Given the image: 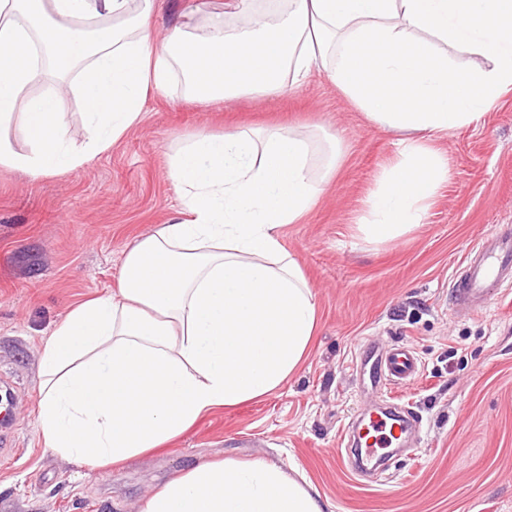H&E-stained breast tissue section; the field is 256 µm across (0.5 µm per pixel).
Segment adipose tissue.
I'll return each instance as SVG.
<instances>
[{
    "instance_id": "obj_1",
    "label": "adipose tissue",
    "mask_w": 512,
    "mask_h": 512,
    "mask_svg": "<svg viewBox=\"0 0 512 512\" xmlns=\"http://www.w3.org/2000/svg\"><path fill=\"white\" fill-rule=\"evenodd\" d=\"M154 13L155 0H0V169H82L177 75L185 101L209 104L277 95L318 69L398 137L357 226L381 244L418 228L447 180L435 138L479 125L512 91V0H225L200 28L160 40ZM452 48L474 62L455 67ZM71 91L86 121L80 144L60 107ZM338 155L335 139L283 126L201 132L172 151L178 218L135 242L115 287L75 306L43 346L45 450L89 468L121 464L287 384L309 354L319 304L279 231L310 210ZM325 508L310 482L276 464L216 458L169 479L141 512Z\"/></svg>"
}]
</instances>
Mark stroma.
Listing matches in <instances>:
<instances>
[{
  "instance_id": "1",
  "label": "stroma",
  "mask_w": 512,
  "mask_h": 512,
  "mask_svg": "<svg viewBox=\"0 0 512 512\" xmlns=\"http://www.w3.org/2000/svg\"><path fill=\"white\" fill-rule=\"evenodd\" d=\"M145 120L86 167L33 179L0 170V374L12 388L0 451V512H138L165 481L208 458H261L304 474L332 512H512V296L455 310L450 284L466 251L512 225V92L483 123L436 146L448 181L424 224L373 244L356 229L397 137L369 121L320 71L300 88L222 104L150 93ZM322 126L342 144L330 186L281 228L320 310L310 353L288 384L221 408L168 446L91 469L45 451L35 418L38 361L54 327L113 287L126 250L179 210L171 147L198 132ZM411 346L419 377L394 392L421 420L416 443L360 483L337 459L349 422L378 400L354 368L360 344Z\"/></svg>"
}]
</instances>
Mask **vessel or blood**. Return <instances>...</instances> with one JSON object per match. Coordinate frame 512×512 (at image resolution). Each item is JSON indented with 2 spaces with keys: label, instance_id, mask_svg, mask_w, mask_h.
Returning a JSON list of instances; mask_svg holds the SVG:
<instances>
[{
  "label": "vessel or blood",
  "instance_id": "vessel-or-blood-1",
  "mask_svg": "<svg viewBox=\"0 0 512 512\" xmlns=\"http://www.w3.org/2000/svg\"><path fill=\"white\" fill-rule=\"evenodd\" d=\"M463 270L451 288L456 304L481 311L491 288L512 282V231H499L478 241L469 249ZM358 370L366 372L373 391L403 387L419 374V360L407 346L381 349L373 341L358 348ZM419 419L409 408L375 409L356 429L353 445L362 462L377 465L384 461V449L403 445Z\"/></svg>",
  "mask_w": 512,
  "mask_h": 512
}]
</instances>
